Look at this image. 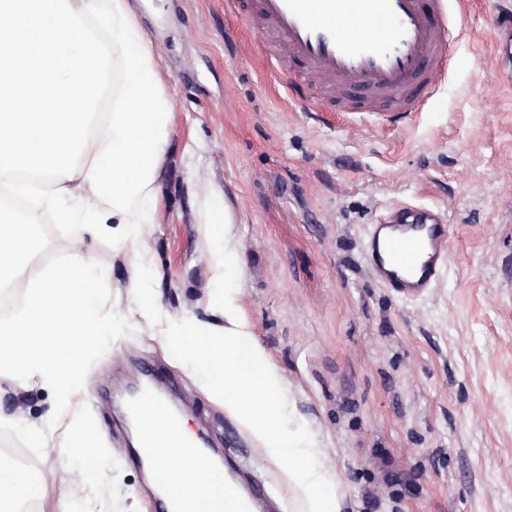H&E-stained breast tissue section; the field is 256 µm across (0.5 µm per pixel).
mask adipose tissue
Wrapping results in <instances>:
<instances>
[{
  "label": "adipose tissue",
  "mask_w": 512,
  "mask_h": 512,
  "mask_svg": "<svg viewBox=\"0 0 512 512\" xmlns=\"http://www.w3.org/2000/svg\"><path fill=\"white\" fill-rule=\"evenodd\" d=\"M119 66L112 110L95 117L97 83ZM153 44L128 0H0V186L27 197L26 222L0 206V288L27 289L16 317L0 322V379L39 380L62 401L82 385L81 370L100 336L116 331L93 293L94 265L84 245L115 223L113 238L132 249L140 284L173 122ZM40 183L25 181V174ZM72 227L70 260L30 281L33 224L43 208ZM223 254L213 268L224 280L223 323L189 321L169 330L208 376V391L266 454L285 460L288 484L303 512H342L337 484L321 461L308 423L286 431L284 379L256 340L240 307L241 255L212 200ZM138 442L158 446L165 473L192 512H229L226 474L175 448L159 425L142 422Z\"/></svg>",
  "instance_id": "obj_1"
}]
</instances>
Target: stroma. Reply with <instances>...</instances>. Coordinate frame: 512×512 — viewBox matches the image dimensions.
<instances>
[{"instance_id":"1","label":"stroma","mask_w":512,"mask_h":512,"mask_svg":"<svg viewBox=\"0 0 512 512\" xmlns=\"http://www.w3.org/2000/svg\"><path fill=\"white\" fill-rule=\"evenodd\" d=\"M132 2L173 105L171 158L141 288L111 236L87 244L103 308L124 321L88 356L75 400L103 433L95 484L81 479L85 456L56 391L0 386V437L42 471L45 512L63 489L68 512H152L117 403L146 367L274 512H301L283 462L160 335L210 320L207 296L224 290L212 277L223 245L198 221L207 194L234 226L242 312L322 443L343 512H512V67L491 64L500 0H445L464 34L434 95L399 115L307 111L323 93L292 89L226 0ZM400 203L448 217L449 269L415 300L381 288L363 257L369 225ZM144 293L156 301L150 325L136 312Z\"/></svg>"}]
</instances>
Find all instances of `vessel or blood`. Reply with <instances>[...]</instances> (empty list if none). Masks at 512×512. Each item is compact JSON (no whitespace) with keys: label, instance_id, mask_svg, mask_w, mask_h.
Returning a JSON list of instances; mask_svg holds the SVG:
<instances>
[{"label":"vessel or blood","instance_id":"obj_1","mask_svg":"<svg viewBox=\"0 0 512 512\" xmlns=\"http://www.w3.org/2000/svg\"><path fill=\"white\" fill-rule=\"evenodd\" d=\"M277 59H288L346 112L410 111L444 71L455 31L433 21L422 0H236ZM377 284L414 299L436 288L449 268L448 223L430 207L402 206L370 225L363 241ZM135 420H157L178 447L208 458L174 410L150 384L131 401ZM156 512L188 505L164 477L153 486Z\"/></svg>","mask_w":512,"mask_h":512}]
</instances>
